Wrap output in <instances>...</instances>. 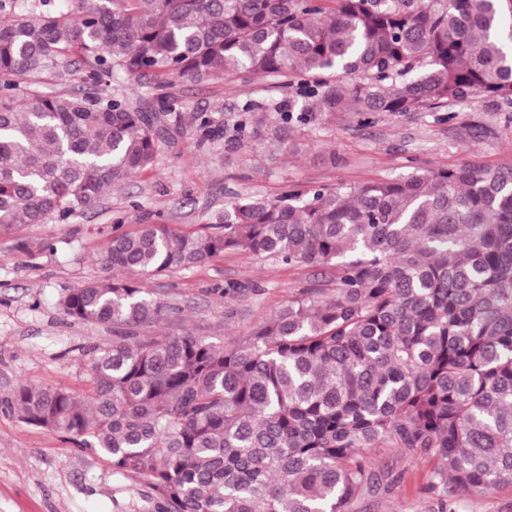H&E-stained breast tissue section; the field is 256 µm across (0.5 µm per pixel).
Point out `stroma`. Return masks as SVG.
Returning <instances> with one entry per match:
<instances>
[{"instance_id": "35a3bbf8", "label": "stroma", "mask_w": 512, "mask_h": 512, "mask_svg": "<svg viewBox=\"0 0 512 512\" xmlns=\"http://www.w3.org/2000/svg\"><path fill=\"white\" fill-rule=\"evenodd\" d=\"M171 90L187 111L208 113L220 125L231 124L244 101L299 96L298 88L252 75L219 83L177 79ZM446 111L445 123L423 109L385 113L365 126L340 112L293 129V151L264 130L234 148L220 138L200 145L188 134L162 145L153 172L112 190L98 211L0 232V512H153L141 476L113 473L99 452L29 425L10 408L24 384L88 390L91 350L107 348L112 336L66 316L60 300L68 288L105 276L100 256L115 218L129 230L161 221L190 231L218 223L236 194L273 197L288 184L349 187L399 178L414 166L512 167V105L471 96L449 102ZM21 240L30 252L18 251ZM307 275L304 267L239 252L166 273L148 287L181 308L172 329L221 344L250 335L297 294ZM229 281L254 288L230 299L213 295ZM369 457L386 479L380 490L354 497L347 512H512L510 484L444 499L431 487L433 460L393 448L372 449Z\"/></svg>"}]
</instances>
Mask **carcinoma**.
Wrapping results in <instances>:
<instances>
[{
	"label": "carcinoma",
	"instance_id": "cac0c4a2",
	"mask_svg": "<svg viewBox=\"0 0 512 512\" xmlns=\"http://www.w3.org/2000/svg\"><path fill=\"white\" fill-rule=\"evenodd\" d=\"M333 2L0 0V230L97 210L189 124L212 139L175 78L298 80L295 107L246 101L230 144L338 112L369 125L469 95L512 104V0ZM77 63L93 91L32 84ZM114 75L146 80L154 105L112 94ZM232 252L311 275L246 338L144 335L179 320L148 281ZM102 262L61 299L112 332L90 389L23 385L11 409L143 475L154 512H345L375 484L371 448L434 459L445 496L512 484V168L238 194L207 230L113 225Z\"/></svg>",
	"mask_w": 512,
	"mask_h": 512
}]
</instances>
